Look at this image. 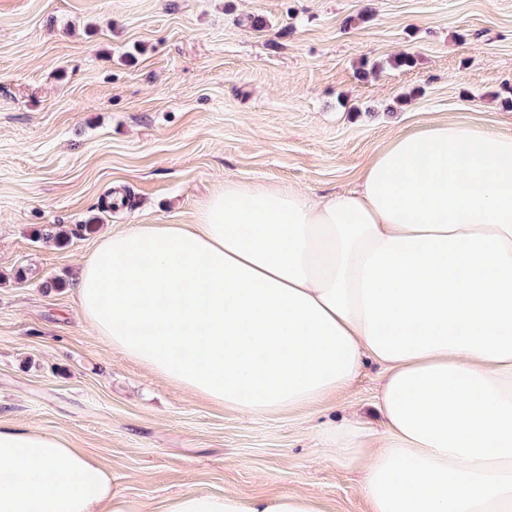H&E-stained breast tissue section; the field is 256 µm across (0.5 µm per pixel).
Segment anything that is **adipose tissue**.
<instances>
[{
    "mask_svg": "<svg viewBox=\"0 0 512 512\" xmlns=\"http://www.w3.org/2000/svg\"><path fill=\"white\" fill-rule=\"evenodd\" d=\"M321 197L225 183L188 224L101 237L82 316L123 356L244 416L384 366L383 433L322 442L370 512H512V135L426 122ZM0 512H148L83 449L0 427ZM157 512H322L313 496L186 491Z\"/></svg>",
    "mask_w": 512,
    "mask_h": 512,
    "instance_id": "1",
    "label": "adipose tissue"
}]
</instances>
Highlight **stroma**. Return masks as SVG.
<instances>
[{
    "instance_id": "35a3bbf8",
    "label": "stroma",
    "mask_w": 512,
    "mask_h": 512,
    "mask_svg": "<svg viewBox=\"0 0 512 512\" xmlns=\"http://www.w3.org/2000/svg\"><path fill=\"white\" fill-rule=\"evenodd\" d=\"M511 99L512 0H0V426L65 438L152 506L305 491L368 512L318 428L381 432L383 367L323 409L245 417L112 350L78 270L104 232L190 223L228 181L319 197L428 119L512 134Z\"/></svg>"
}]
</instances>
